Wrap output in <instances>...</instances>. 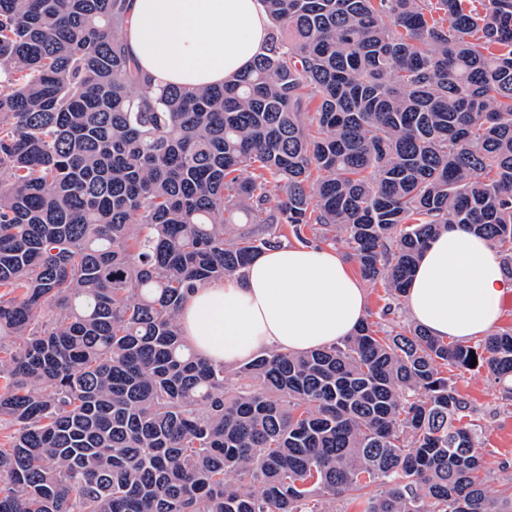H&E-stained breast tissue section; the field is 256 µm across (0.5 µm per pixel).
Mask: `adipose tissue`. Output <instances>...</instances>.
I'll return each instance as SVG.
<instances>
[{
  "mask_svg": "<svg viewBox=\"0 0 512 512\" xmlns=\"http://www.w3.org/2000/svg\"><path fill=\"white\" fill-rule=\"evenodd\" d=\"M124 42L156 84L206 87L265 55L270 24L261 0H132ZM509 294L512 275L496 246L452 224L427 244L404 302L429 334L467 342L496 329ZM367 312L366 292L336 250L286 244L264 250L242 275L195 288L180 323L199 356L233 368L334 344Z\"/></svg>",
  "mask_w": 512,
  "mask_h": 512,
  "instance_id": "1",
  "label": "adipose tissue"
}]
</instances>
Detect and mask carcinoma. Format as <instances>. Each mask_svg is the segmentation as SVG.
<instances>
[{
	"label": "carcinoma",
	"instance_id": "carcinoma-1",
	"mask_svg": "<svg viewBox=\"0 0 512 512\" xmlns=\"http://www.w3.org/2000/svg\"><path fill=\"white\" fill-rule=\"evenodd\" d=\"M262 2L269 54L194 88L128 55L130 0H0V512H500L447 368L512 376L511 328L366 321L228 391L179 312L287 231L393 299L449 224L512 270V0Z\"/></svg>",
	"mask_w": 512,
	"mask_h": 512
}]
</instances>
